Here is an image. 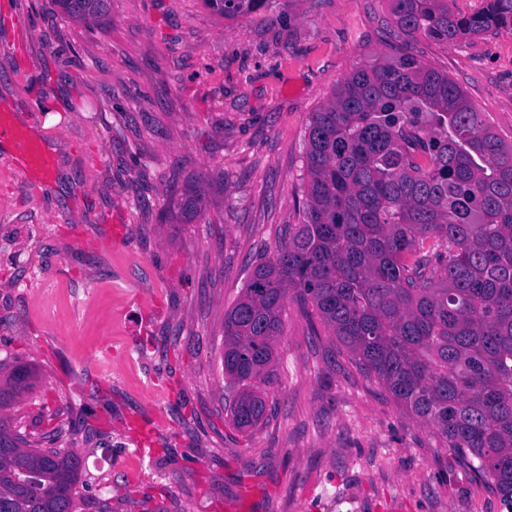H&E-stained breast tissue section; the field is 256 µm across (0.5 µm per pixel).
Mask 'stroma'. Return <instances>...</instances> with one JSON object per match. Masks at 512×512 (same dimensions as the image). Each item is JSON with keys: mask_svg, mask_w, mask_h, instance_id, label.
<instances>
[{"mask_svg": "<svg viewBox=\"0 0 512 512\" xmlns=\"http://www.w3.org/2000/svg\"><path fill=\"white\" fill-rule=\"evenodd\" d=\"M512 31L400 33L389 0H112L108 23L0 0V108L53 162L0 151V411L82 461L74 512H504L312 306L289 301L269 413L234 427L224 315L303 220L307 125L356 67L448 74L512 143ZM124 237L114 242L113 229ZM203 5L225 20H235L259 14L267 0H202ZM31 378L27 369L18 368L6 379L0 380V410L9 406L30 385Z\"/></svg>", "mask_w": 512, "mask_h": 512, "instance_id": "stroma-1", "label": "stroma"}]
</instances>
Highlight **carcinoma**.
I'll use <instances>...</instances> for the list:
<instances>
[{
  "instance_id": "carcinoma-1",
  "label": "carcinoma",
  "mask_w": 512,
  "mask_h": 512,
  "mask_svg": "<svg viewBox=\"0 0 512 512\" xmlns=\"http://www.w3.org/2000/svg\"><path fill=\"white\" fill-rule=\"evenodd\" d=\"M226 20L267 0H202ZM391 0L400 32L447 43L512 31V0ZM86 25L111 0H51ZM303 222L224 315L233 424L265 418L292 292L409 416L512 512V145L447 74L408 55L356 68L311 113ZM0 380V409L30 385ZM80 457L0 423V512H74Z\"/></svg>"
}]
</instances>
